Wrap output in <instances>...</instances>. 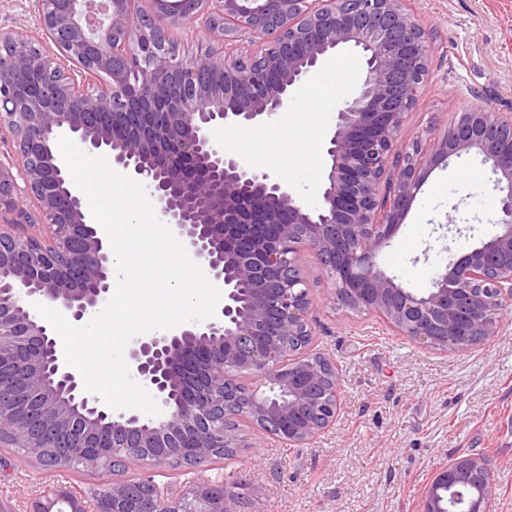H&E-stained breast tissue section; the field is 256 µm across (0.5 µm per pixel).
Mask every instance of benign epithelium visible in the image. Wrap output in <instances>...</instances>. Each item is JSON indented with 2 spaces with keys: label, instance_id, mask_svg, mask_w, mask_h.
Returning a JSON list of instances; mask_svg holds the SVG:
<instances>
[{
  "label": "benign epithelium",
  "instance_id": "benign-epithelium-1",
  "mask_svg": "<svg viewBox=\"0 0 512 512\" xmlns=\"http://www.w3.org/2000/svg\"><path fill=\"white\" fill-rule=\"evenodd\" d=\"M37 0L46 46L0 31V444L47 469L121 468L127 458L193 461L241 447L226 426L244 418L291 447L336 422L341 374L312 353L309 285L301 251H314L334 299L374 314L410 340L469 348L499 334L512 307V113L478 109L427 143L405 119L429 78L430 32L406 0ZM204 20V52L175 34ZM249 40L258 50L239 54ZM345 48L365 76L336 109L325 144L320 203L292 182L231 152L218 130L250 129L289 111L306 79ZM72 64L68 69L63 62ZM43 77L33 94L28 80ZM62 133L142 183L160 214L224 289L216 315L129 343L133 377L161 413L114 411L85 395L34 304L80 322L112 295V251L88 202L53 148ZM475 152L496 176V231L448 261L421 293L377 262L433 169ZM30 202L31 232L6 229ZM248 376L247 388L238 378ZM472 488L467 512H489L490 462L460 457L433 479L423 512H447L445 493ZM225 488L183 494L118 478L97 512H225Z\"/></svg>",
  "mask_w": 512,
  "mask_h": 512
}]
</instances>
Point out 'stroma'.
Masks as SVG:
<instances>
[{
  "mask_svg": "<svg viewBox=\"0 0 512 512\" xmlns=\"http://www.w3.org/2000/svg\"><path fill=\"white\" fill-rule=\"evenodd\" d=\"M430 31V76L406 119L409 136L432 138L467 109L512 113V0H408ZM365 59L343 51L304 85L292 112L245 131L232 152L289 177L308 206L319 202L322 145L336 108L362 81ZM479 157L451 159L432 171L380 267L407 288L431 285L449 255L494 233L495 196ZM310 287L312 349L342 371L343 409L308 445L289 447L249 422L232 461L179 469L129 462L130 478L187 489L198 480L227 485V512H421L436 474L457 457L490 460L499 494L491 512H512V311L493 340L440 351L397 335L386 323L335 303L316 253L301 254ZM111 475L47 469L17 448L0 447V505L25 512L63 486L91 504ZM263 496L251 504L249 492Z\"/></svg>",
  "mask_w": 512,
  "mask_h": 512,
  "instance_id": "stroma-1",
  "label": "stroma"
}]
</instances>
